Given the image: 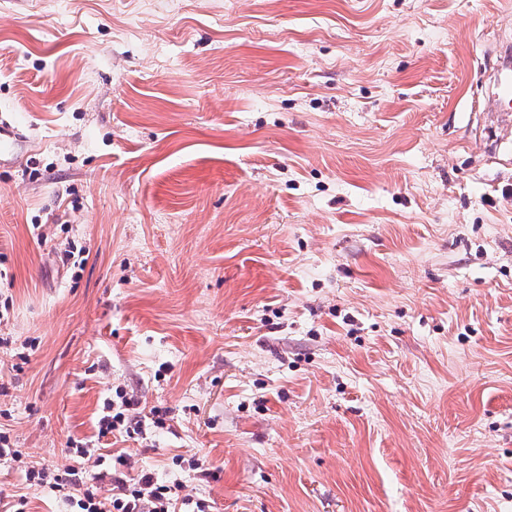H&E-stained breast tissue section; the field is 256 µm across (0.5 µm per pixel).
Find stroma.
<instances>
[{"mask_svg": "<svg viewBox=\"0 0 512 512\" xmlns=\"http://www.w3.org/2000/svg\"><path fill=\"white\" fill-rule=\"evenodd\" d=\"M509 45L512 0H0V512L96 438L213 512H512Z\"/></svg>", "mask_w": 512, "mask_h": 512, "instance_id": "stroma-1", "label": "stroma"}]
</instances>
